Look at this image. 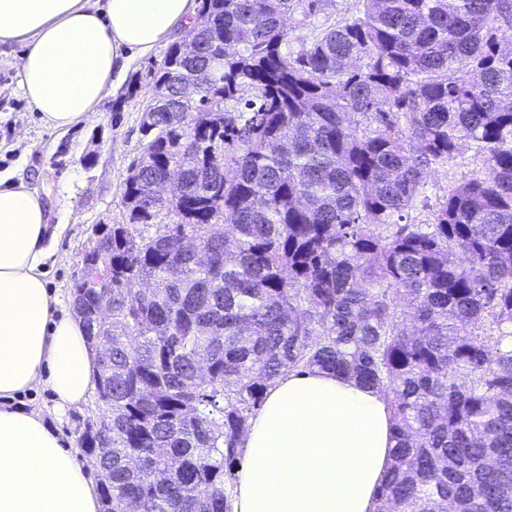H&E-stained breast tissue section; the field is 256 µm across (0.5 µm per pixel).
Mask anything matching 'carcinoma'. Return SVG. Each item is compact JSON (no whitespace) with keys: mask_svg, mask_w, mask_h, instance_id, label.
I'll use <instances>...</instances> for the list:
<instances>
[{"mask_svg":"<svg viewBox=\"0 0 512 512\" xmlns=\"http://www.w3.org/2000/svg\"><path fill=\"white\" fill-rule=\"evenodd\" d=\"M198 2L101 228L112 277L73 288L111 396L79 437L103 506L232 512L249 418L319 369L393 395L375 512H512V0H358L296 51L295 0ZM467 141L485 172L411 223Z\"/></svg>","mask_w":512,"mask_h":512,"instance_id":"1","label":"carcinoma"}]
</instances>
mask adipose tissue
I'll return each mask as SVG.
<instances>
[{"label": "adipose tissue", "instance_id": "obj_1", "mask_svg": "<svg viewBox=\"0 0 512 512\" xmlns=\"http://www.w3.org/2000/svg\"><path fill=\"white\" fill-rule=\"evenodd\" d=\"M197 0H0V45L25 44L19 87L42 125L89 120L114 71L188 29ZM48 214L24 182L0 179V512H99L100 498L39 411L13 407L48 386L58 412L80 406L97 354L79 318L58 314L45 279ZM395 446L378 389L291 372L250 419L234 512H374Z\"/></svg>", "mask_w": 512, "mask_h": 512}]
</instances>
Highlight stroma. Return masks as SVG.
<instances>
[{
  "label": "stroma",
  "mask_w": 512,
  "mask_h": 512,
  "mask_svg": "<svg viewBox=\"0 0 512 512\" xmlns=\"http://www.w3.org/2000/svg\"><path fill=\"white\" fill-rule=\"evenodd\" d=\"M356 9V0H322L321 11L313 16L295 9L288 17L289 49H298L321 25ZM25 50L22 44L0 48V174L21 177L43 200L49 226L62 228L44 271L62 310L69 313L73 310L72 285L84 252L97 242L96 227L124 221V182L130 164L143 150L141 110L153 94L150 72L167 48L159 46L148 57L132 61L119 78L118 90L104 97L96 116L66 131L45 128L23 96L16 63ZM482 168L474 149L468 147L450 162L435 166L411 214L412 222L432 223L448 190ZM22 400L26 408L39 410L45 422L57 428L66 448L76 449L91 414L90 404L57 414L53 394L43 386L24 393Z\"/></svg>",
  "instance_id": "35a3bbf8"
}]
</instances>
